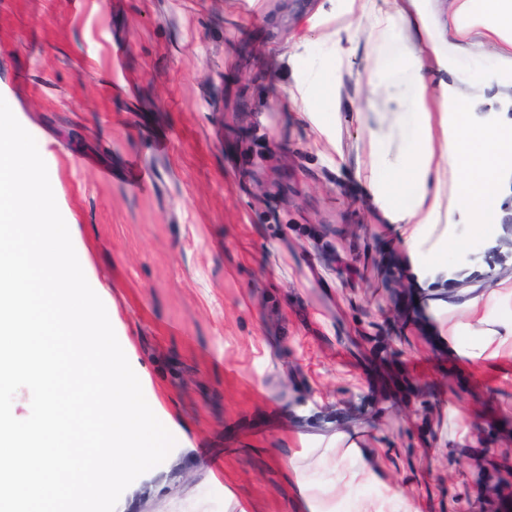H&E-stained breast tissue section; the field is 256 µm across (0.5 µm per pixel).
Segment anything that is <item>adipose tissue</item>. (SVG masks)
I'll list each match as a JSON object with an SVG mask.
<instances>
[{
  "instance_id": "adipose-tissue-1",
  "label": "adipose tissue",
  "mask_w": 512,
  "mask_h": 512,
  "mask_svg": "<svg viewBox=\"0 0 512 512\" xmlns=\"http://www.w3.org/2000/svg\"><path fill=\"white\" fill-rule=\"evenodd\" d=\"M458 13L512 52V0H460ZM374 27L385 42L396 43L399 31L408 30L425 47L432 49L437 44L421 0H382L374 11ZM356 38L353 23H346L342 35L327 50L331 68L299 86L301 99L324 98L335 92L339 77L335 64L352 53ZM385 64L402 70L406 77L403 123L397 131L401 149L391 152L382 136L371 139L369 189L388 221L399 225L415 267L444 271L449 252L463 248L448 222L453 209L470 210L478 219L477 233L496 231V184L502 170L512 169V128L470 125L464 106L449 104L445 91L438 107H431L422 54L399 46L392 57L374 55V68Z\"/></svg>"
}]
</instances>
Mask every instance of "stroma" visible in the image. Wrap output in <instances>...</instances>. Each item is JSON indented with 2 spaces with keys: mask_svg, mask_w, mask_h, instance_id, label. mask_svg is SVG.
Instances as JSON below:
<instances>
[{
  "mask_svg": "<svg viewBox=\"0 0 512 512\" xmlns=\"http://www.w3.org/2000/svg\"><path fill=\"white\" fill-rule=\"evenodd\" d=\"M457 6L424 0L440 51L457 50L431 91L510 128L512 63L487 32H458ZM349 21L358 48L315 104L319 130L291 95ZM372 23L359 0H0V98L175 438L115 512H297V469L338 512H512V355L469 361L475 333L442 328L470 322L476 296L488 322L512 316L496 293L512 247L459 212L447 275L413 274L368 188L369 131L404 86L393 69L370 79ZM133 159L142 192L102 180ZM352 431L378 481L337 459Z\"/></svg>",
  "mask_w": 512,
  "mask_h": 512,
  "instance_id": "35a3bbf8",
  "label": "stroma"
}]
</instances>
